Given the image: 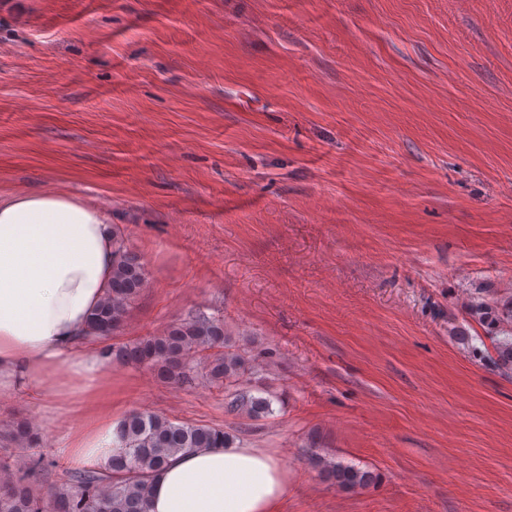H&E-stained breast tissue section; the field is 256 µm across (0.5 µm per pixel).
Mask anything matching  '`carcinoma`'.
I'll use <instances>...</instances> for the list:
<instances>
[{
  "label": "carcinoma",
  "instance_id": "1",
  "mask_svg": "<svg viewBox=\"0 0 512 512\" xmlns=\"http://www.w3.org/2000/svg\"><path fill=\"white\" fill-rule=\"evenodd\" d=\"M145 283L141 259L114 244L112 288L92 313L88 335L108 339L121 327L128 305ZM224 322L196 314L171 324L158 336H144L132 344H107L102 355L109 359L150 367L161 380L183 383L197 367L206 378L226 388L233 387L252 369V360L227 348ZM272 397L235 391L226 402L232 413L251 419L273 414ZM11 439L21 448H35L39 437L26 422H18ZM115 452L102 469L72 467L67 479L43 494L33 492L26 476L0 480V512H148L151 477L175 454L191 448H222L234 436L222 428L172 420L155 412L127 415L117 431ZM320 477L344 490L369 485L372 472L345 465L318 454L310 455Z\"/></svg>",
  "mask_w": 512,
  "mask_h": 512
}]
</instances>
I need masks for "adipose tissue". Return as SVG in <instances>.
<instances>
[{
  "label": "adipose tissue",
  "mask_w": 512,
  "mask_h": 512,
  "mask_svg": "<svg viewBox=\"0 0 512 512\" xmlns=\"http://www.w3.org/2000/svg\"><path fill=\"white\" fill-rule=\"evenodd\" d=\"M112 226L102 206L68 193L0 197V392L83 409L70 428L74 462L99 467L120 423L104 400L112 376L85 347L112 286ZM288 475L264 448L235 441L175 454L152 479L148 512H281Z\"/></svg>",
  "instance_id": "adipose-tissue-1"
}]
</instances>
